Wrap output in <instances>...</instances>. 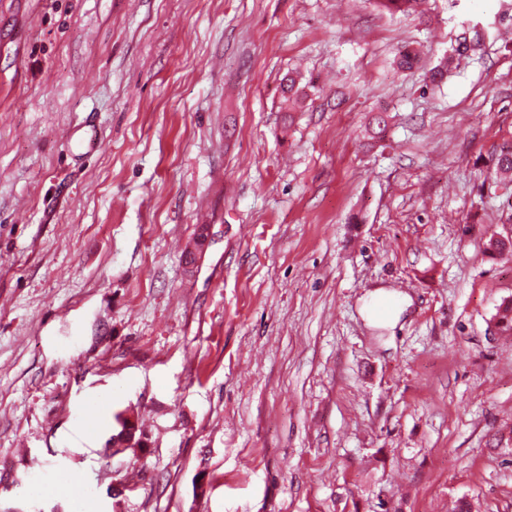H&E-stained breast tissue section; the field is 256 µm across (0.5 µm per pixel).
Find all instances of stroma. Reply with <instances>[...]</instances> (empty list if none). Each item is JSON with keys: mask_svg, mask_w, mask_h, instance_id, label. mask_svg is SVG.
Wrapping results in <instances>:
<instances>
[{"mask_svg": "<svg viewBox=\"0 0 512 512\" xmlns=\"http://www.w3.org/2000/svg\"><path fill=\"white\" fill-rule=\"evenodd\" d=\"M507 143L512 0H0V512H512ZM469 29H464L461 37L456 39V45L451 48L448 55L444 56L440 63L433 67L431 70V81L436 82L440 80L451 69L453 58L456 54L460 55L467 50V37L466 34ZM121 429L113 434L107 441L108 448L112 447L113 444L124 445L123 450L127 448H143L147 444V438L142 432H138V428L134 421L128 417L117 418ZM77 483L76 475L67 470L60 474L55 486L43 491L38 490L37 493L48 496H65L72 504V512H88L84 499L77 493Z\"/></svg>", "mask_w": 512, "mask_h": 512, "instance_id": "1", "label": "stroma"}]
</instances>
